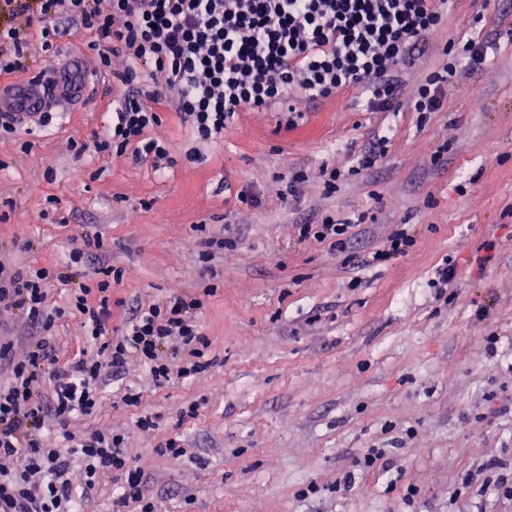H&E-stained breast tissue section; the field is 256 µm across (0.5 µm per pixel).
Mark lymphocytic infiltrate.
Segmentation results:
<instances>
[{
    "mask_svg": "<svg viewBox=\"0 0 512 512\" xmlns=\"http://www.w3.org/2000/svg\"><path fill=\"white\" fill-rule=\"evenodd\" d=\"M448 0H0V72L25 69L28 35L39 27L50 52L59 22L95 31L98 66L123 88L106 139L96 153L169 161L155 136L159 108L171 105L192 136L222 138L240 112L278 110L287 126L300 102L319 103L360 90L368 110H392L406 76L423 56L424 39L448 19ZM126 62L124 70L113 59ZM485 42L449 41L439 70L411 83L410 107L434 112L462 66L483 67ZM69 267L22 273L0 261V306L20 311L36 328L23 357L0 339V512H82L100 473L122 472L119 505L142 501L145 471L125 453L122 434L66 430L75 414H92L104 373L146 369L154 385L204 372L210 342L197 323L198 302L176 292L139 304L120 335L107 300L74 289L73 306L96 347L93 357L58 365L47 306L49 282L69 284ZM63 427V447L47 429ZM83 466L72 479L74 461Z\"/></svg>",
    "mask_w": 512,
    "mask_h": 512,
    "instance_id": "f902f5d3",
    "label": "lymphocytic infiltrate"
}]
</instances>
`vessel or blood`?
I'll return each mask as SVG.
<instances>
[{
  "label": "vessel or blood",
  "instance_id": "obj_1",
  "mask_svg": "<svg viewBox=\"0 0 512 512\" xmlns=\"http://www.w3.org/2000/svg\"><path fill=\"white\" fill-rule=\"evenodd\" d=\"M92 82L91 72L77 63L22 80L0 79V119L26 127L44 112L73 104Z\"/></svg>",
  "mask_w": 512,
  "mask_h": 512
}]
</instances>
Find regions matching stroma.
<instances>
[{
    "label": "stroma",
    "instance_id": "35a3bbf8",
    "mask_svg": "<svg viewBox=\"0 0 512 512\" xmlns=\"http://www.w3.org/2000/svg\"><path fill=\"white\" fill-rule=\"evenodd\" d=\"M511 28L501 0H454L412 78L438 68L451 38L488 42V66L460 70L436 112L411 111L406 89L395 110L371 112L350 90L294 128L242 112L223 139L200 143L162 111L165 169L81 150L112 124L107 75L75 111L0 132V257L23 271L68 265L76 282L108 287L117 331L129 308L174 291L202 303L208 371L154 388L131 369L103 381L93 414L68 420L73 432L129 430L155 512H512L481 469L494 459L512 479ZM29 38L28 75L70 56L97 65L94 31L69 28L47 54L39 31ZM380 137L385 157L358 168ZM324 165L343 171L331 194ZM299 171L309 179L292 197ZM251 185L255 208L237 198ZM361 213L353 251L401 230L409 253L356 267L298 238L317 216ZM95 235L103 248L86 250ZM70 297L50 283L63 361L87 345ZM129 387L137 405L121 400ZM146 416L153 427L135 430ZM171 441L180 456L161 454ZM372 452L382 458L365 466Z\"/></svg>",
    "mask_w": 512,
    "mask_h": 512
}]
</instances>
